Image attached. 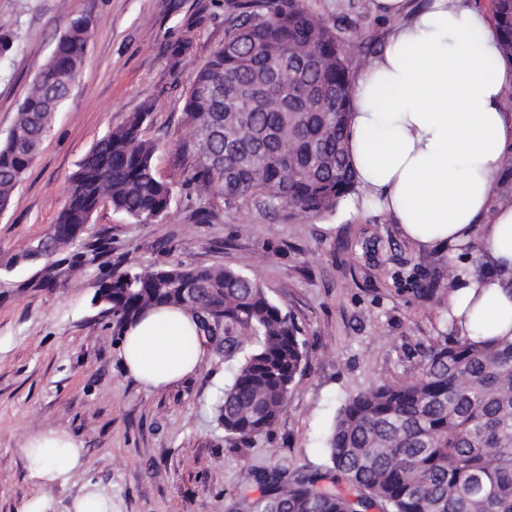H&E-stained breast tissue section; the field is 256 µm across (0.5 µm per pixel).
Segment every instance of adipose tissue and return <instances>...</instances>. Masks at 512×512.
I'll use <instances>...</instances> for the list:
<instances>
[{"instance_id":"obj_1","label":"adipose tissue","mask_w":512,"mask_h":512,"mask_svg":"<svg viewBox=\"0 0 512 512\" xmlns=\"http://www.w3.org/2000/svg\"><path fill=\"white\" fill-rule=\"evenodd\" d=\"M393 27L354 76L347 146L373 205L425 250L455 253L479 243L491 272L458 273L449 315L460 334L512 332V201L498 195L512 166V61L480 0H374ZM206 355L192 315L151 309L129 324L118 356L142 386L165 388L195 373ZM33 474L52 482L83 466L77 441L49 432L27 443Z\"/></svg>"}]
</instances>
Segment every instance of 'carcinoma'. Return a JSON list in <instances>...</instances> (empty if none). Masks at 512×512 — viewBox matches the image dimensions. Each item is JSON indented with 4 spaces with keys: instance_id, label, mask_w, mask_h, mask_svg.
<instances>
[{
    "instance_id": "cac0c4a2",
    "label": "carcinoma",
    "mask_w": 512,
    "mask_h": 512,
    "mask_svg": "<svg viewBox=\"0 0 512 512\" xmlns=\"http://www.w3.org/2000/svg\"><path fill=\"white\" fill-rule=\"evenodd\" d=\"M224 43L195 70L184 113L196 166L191 180L224 207H252L317 218L360 190L345 138L351 75L332 22L308 0H239ZM503 53L512 59V0H492ZM89 22L77 18L36 76L5 143L0 144V210L30 168L82 67ZM288 92V108L277 105ZM148 113L132 114L86 153L53 224L60 244L88 228L103 200L142 224L170 207L172 184L157 176ZM112 332L136 317L178 306L199 333L222 336L242 354L214 405L224 433L247 441L277 423L305 344L288 313L257 280L224 267L164 264L114 270ZM261 496L243 495L238 512H512V335L455 332L429 349L416 375L381 383L339 409L327 464L257 478Z\"/></svg>"
}]
</instances>
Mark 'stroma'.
Masks as SVG:
<instances>
[{
    "label": "stroma",
    "instance_id": "35a3bbf8",
    "mask_svg": "<svg viewBox=\"0 0 512 512\" xmlns=\"http://www.w3.org/2000/svg\"><path fill=\"white\" fill-rule=\"evenodd\" d=\"M235 0H0V142L12 130L35 77L71 21L88 17L87 51L51 133L0 210V512H74L97 491L107 512H224L241 493L258 497L256 473L315 467L341 406L380 383L414 376L426 351L453 333L449 265L420 250L375 207L339 204L317 219L225 209L195 223L205 194L190 182L184 94L196 66L224 41ZM340 32L351 69L367 62L390 24L372 0H351ZM135 112L160 141L159 177L173 185L168 211L141 224L101 202L76 244L57 249L60 277L38 284L28 249L47 238L69 177L90 148ZM231 267L256 278L300 332L308 359L268 433L229 440L213 407L237 367L215 344L190 377L148 389L125 373L112 317L93 305L101 280L128 262ZM64 431L86 468L52 483L32 477V436Z\"/></svg>",
    "mask_w": 512,
    "mask_h": 512
}]
</instances>
